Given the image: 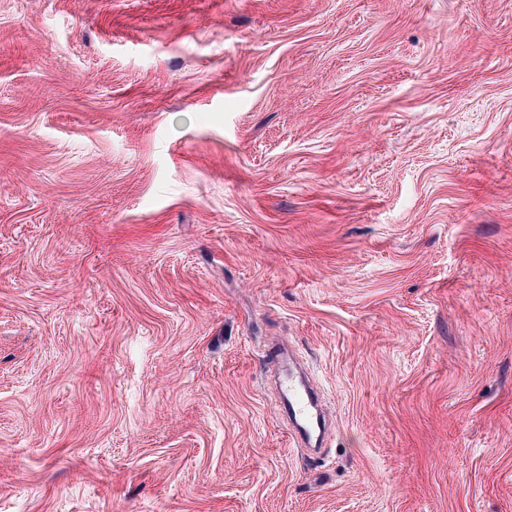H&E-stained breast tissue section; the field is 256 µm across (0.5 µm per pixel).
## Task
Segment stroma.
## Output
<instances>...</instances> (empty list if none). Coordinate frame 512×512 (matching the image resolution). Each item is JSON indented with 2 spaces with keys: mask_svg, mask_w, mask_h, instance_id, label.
I'll use <instances>...</instances> for the list:
<instances>
[{
  "mask_svg": "<svg viewBox=\"0 0 512 512\" xmlns=\"http://www.w3.org/2000/svg\"><path fill=\"white\" fill-rule=\"evenodd\" d=\"M0 512H512V0H0ZM282 367V375L279 379V389L281 395L288 400V409L290 417L305 433H310L316 429L321 430V419L315 411V400L310 391L304 385H300L294 373L291 371L290 363L284 361L282 350L279 347L271 349V360ZM288 364V366H287Z\"/></svg>",
  "mask_w": 512,
  "mask_h": 512,
  "instance_id": "35a3bbf8",
  "label": "stroma"
}]
</instances>
